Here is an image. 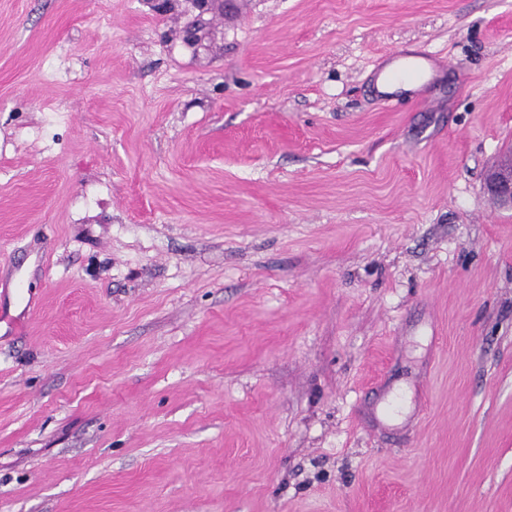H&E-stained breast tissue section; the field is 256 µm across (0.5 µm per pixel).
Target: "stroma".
Returning <instances> with one entry per match:
<instances>
[{"mask_svg": "<svg viewBox=\"0 0 512 512\" xmlns=\"http://www.w3.org/2000/svg\"><path fill=\"white\" fill-rule=\"evenodd\" d=\"M194 19L0 0V512H512V0ZM214 0H190L188 3L197 11L196 23L186 28L183 34V41L191 47L199 46L203 40L205 23L203 16L211 12V3ZM487 189L500 205L512 208V160L490 172Z\"/></svg>", "mask_w": 512, "mask_h": 512, "instance_id": "stroma-1", "label": "stroma"}]
</instances>
